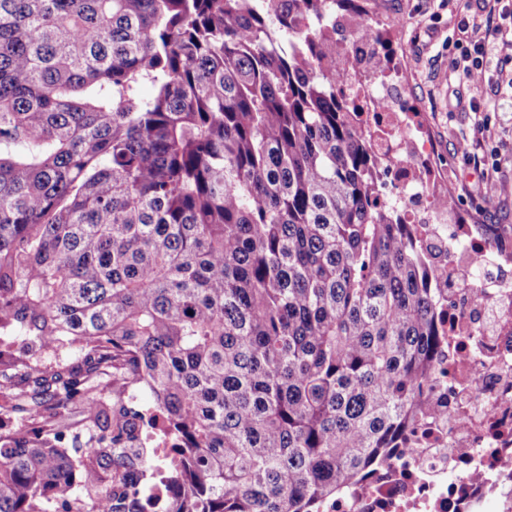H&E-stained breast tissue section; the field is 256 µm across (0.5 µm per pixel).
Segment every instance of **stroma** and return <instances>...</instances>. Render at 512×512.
Returning <instances> with one entry per match:
<instances>
[{
  "instance_id": "stroma-1",
  "label": "stroma",
  "mask_w": 512,
  "mask_h": 512,
  "mask_svg": "<svg viewBox=\"0 0 512 512\" xmlns=\"http://www.w3.org/2000/svg\"><path fill=\"white\" fill-rule=\"evenodd\" d=\"M377 20L400 18L401 30L391 32L408 92L407 109L420 114L433 145L438 186L457 196L456 211L466 223L512 231V197L486 199L476 187L481 175L469 165L459 145L472 136L477 117L488 120L482 150L495 152L498 178L512 182V35L500 40L488 64L489 84L480 92L460 86L451 67L458 37L457 13L468 0H366ZM479 111H472L470 98Z\"/></svg>"
}]
</instances>
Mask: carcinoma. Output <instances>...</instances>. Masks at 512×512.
<instances>
[{
	"mask_svg": "<svg viewBox=\"0 0 512 512\" xmlns=\"http://www.w3.org/2000/svg\"><path fill=\"white\" fill-rule=\"evenodd\" d=\"M338 11L0 0V512H320L448 416V291L340 100Z\"/></svg>",
	"mask_w": 512,
	"mask_h": 512,
	"instance_id": "obj_1",
	"label": "carcinoma"
}]
</instances>
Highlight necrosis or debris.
<instances>
[{"mask_svg":"<svg viewBox=\"0 0 512 512\" xmlns=\"http://www.w3.org/2000/svg\"><path fill=\"white\" fill-rule=\"evenodd\" d=\"M372 26L368 17H337L340 89L353 97L360 128L383 159L385 199L436 248L437 282L452 295L445 365L451 392L447 418L420 449H403L322 512H512V237L467 225L451 230L436 204L433 147L403 105L402 76L380 70ZM473 288L484 300L470 297Z\"/></svg>","mask_w":512,"mask_h":512,"instance_id":"necrosis-or-debris-1","label":"necrosis or debris"}]
</instances>
